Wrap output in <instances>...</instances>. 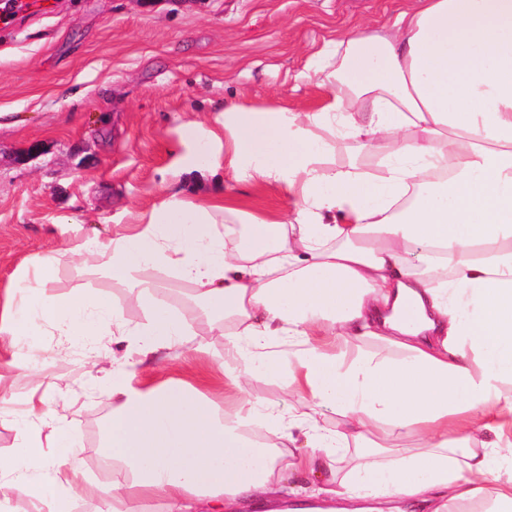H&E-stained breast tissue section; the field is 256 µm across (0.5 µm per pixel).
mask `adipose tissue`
<instances>
[{
    "instance_id": "ef3b65f1",
    "label": "adipose tissue",
    "mask_w": 512,
    "mask_h": 512,
    "mask_svg": "<svg viewBox=\"0 0 512 512\" xmlns=\"http://www.w3.org/2000/svg\"><path fill=\"white\" fill-rule=\"evenodd\" d=\"M319 55L334 87L323 106L234 105L211 133L224 150L210 173L274 187L288 215L172 191L139 231L74 244L84 267L127 284L145 326L111 299L59 293L52 252L0 296L1 336L35 335L40 317L58 335L90 336L108 316L112 335L137 339L112 356V478L92 489L99 512L146 500L163 512H261L281 499L280 471L332 457L340 467L312 494L353 512L406 501L512 512V0H416ZM345 140L358 155L330 165ZM379 144L380 170L367 172L359 154ZM154 267L223 326L233 411L178 383L134 386L192 326L157 304L142 278ZM259 369L281 377L292 413L244 395ZM327 409L342 431L322 424ZM300 441L306 454L289 457ZM17 446L0 479L36 495L39 512H71L81 470L66 417L29 402Z\"/></svg>"
}]
</instances>
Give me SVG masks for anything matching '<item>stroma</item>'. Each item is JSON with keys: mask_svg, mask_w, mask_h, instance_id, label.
Instances as JSON below:
<instances>
[{"mask_svg": "<svg viewBox=\"0 0 512 512\" xmlns=\"http://www.w3.org/2000/svg\"><path fill=\"white\" fill-rule=\"evenodd\" d=\"M0 32V290L37 256L59 253V293L121 299L124 285L81 267L67 243L132 228L171 184L186 199L224 193L245 210L288 214L270 186L194 173L174 178L187 151L206 156V136L180 144L188 122L215 126L233 104L321 107L333 89L297 76L324 41L394 16L404 0H36ZM80 234H73V224ZM28 345L31 370L0 382L9 410L43 397L77 430L82 470L97 481L101 427L112 411L111 346L82 366L91 337L65 340L41 324ZM204 345L199 355L195 346ZM175 379L224 397V334L194 318L145 385Z\"/></svg>", "mask_w": 512, "mask_h": 512, "instance_id": "stroma-1", "label": "stroma"}]
</instances>
